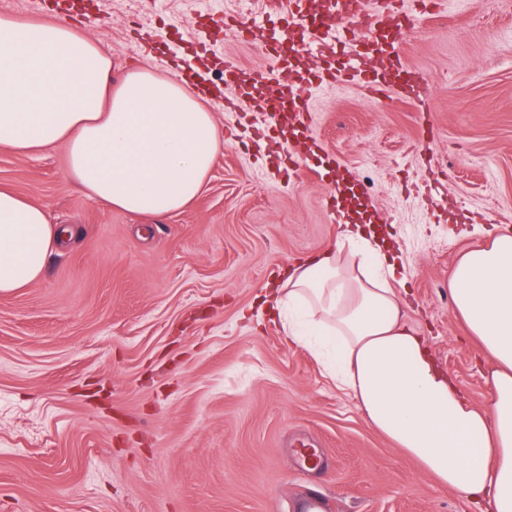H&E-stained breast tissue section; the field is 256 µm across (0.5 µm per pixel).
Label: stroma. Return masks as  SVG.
<instances>
[{"instance_id":"35a3bbf8","label":"stroma","mask_w":512,"mask_h":512,"mask_svg":"<svg viewBox=\"0 0 512 512\" xmlns=\"http://www.w3.org/2000/svg\"><path fill=\"white\" fill-rule=\"evenodd\" d=\"M279 0H93L69 21L102 39L112 75L173 76L170 49L202 57L224 128L200 195L154 217L103 206L67 182L57 147H0V187L79 235L28 287L0 293V512H472L380 435L264 299L290 266L335 247L356 201L392 236L407 322L475 406L490 387L453 312L448 279L487 229H512V0H437L395 52L429 96L331 85L288 148L315 176L269 163L268 119L242 102L227 131L223 64L206 15ZM324 464L294 462L292 447Z\"/></svg>"}]
</instances>
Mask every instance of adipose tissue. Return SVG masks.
Wrapping results in <instances>:
<instances>
[{
  "label": "adipose tissue",
  "instance_id": "obj_1",
  "mask_svg": "<svg viewBox=\"0 0 512 512\" xmlns=\"http://www.w3.org/2000/svg\"><path fill=\"white\" fill-rule=\"evenodd\" d=\"M0 145L63 147L67 177L109 208L163 216L202 190L223 147L199 95L146 66L112 79L98 40L63 20L0 15ZM75 230L0 188V292L24 288ZM399 266L368 224L344 222L336 249L295 265L275 301L289 334L336 339L337 389L372 426L476 512H512V232L454 266L449 288L486 361L489 408L470 403L408 325Z\"/></svg>",
  "mask_w": 512,
  "mask_h": 512
}]
</instances>
